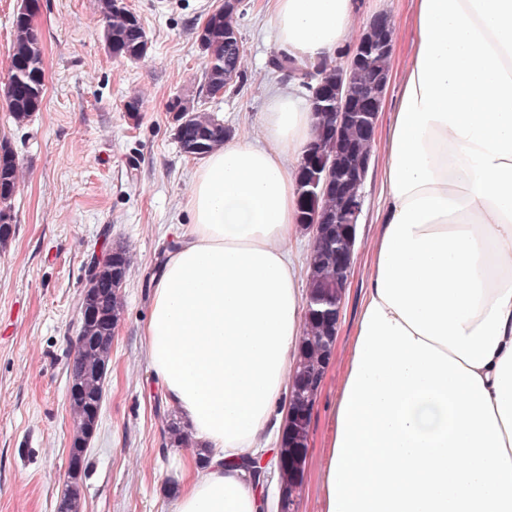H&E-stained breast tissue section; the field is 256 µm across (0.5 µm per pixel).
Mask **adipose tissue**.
<instances>
[{"instance_id":"obj_1","label":"adipose tissue","mask_w":512,"mask_h":512,"mask_svg":"<svg viewBox=\"0 0 512 512\" xmlns=\"http://www.w3.org/2000/svg\"><path fill=\"white\" fill-rule=\"evenodd\" d=\"M380 226L321 455V512H512V0H412ZM278 44L336 58L356 0H273ZM262 142L227 139L192 182L153 278L150 367L207 463L172 512H270L307 294L294 261L310 96L278 92Z\"/></svg>"}]
</instances>
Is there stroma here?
I'll use <instances>...</instances> for the list:
<instances>
[{
	"label": "stroma",
	"instance_id": "stroma-1",
	"mask_svg": "<svg viewBox=\"0 0 512 512\" xmlns=\"http://www.w3.org/2000/svg\"><path fill=\"white\" fill-rule=\"evenodd\" d=\"M224 0H126L141 20L145 58L112 57L99 0H39L34 29L45 93L26 125L9 117L0 94V144L17 154L23 177L12 200L14 233L0 243V512H56L67 486L72 423L68 367L80 328L79 297L93 257L126 246L132 263L122 288L124 316L112 339L98 428L82 476L83 512H170L165 492L186 449L164 448L172 406L146 355L152 276L171 248L198 159L174 138L169 110L195 98L203 53L194 31ZM410 0H359L360 24L379 13L396 26L392 58L414 38ZM242 75L210 100L234 135L259 136L260 116L289 78L273 69L280 48L268 0H241ZM139 98L138 115L126 103ZM369 261L356 251L340 341L348 343ZM341 370L330 364L317 397L309 451L320 454Z\"/></svg>",
	"mask_w": 512,
	"mask_h": 512
}]
</instances>
